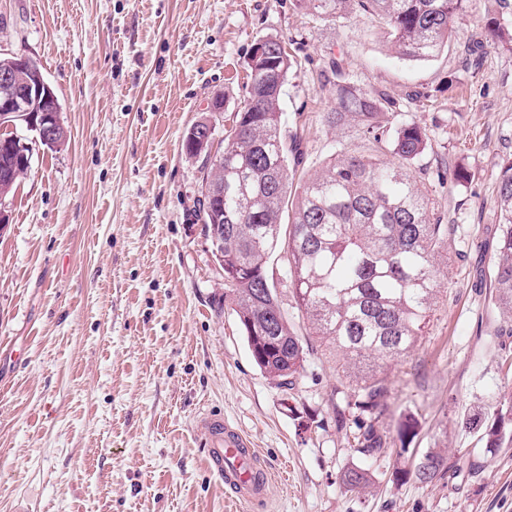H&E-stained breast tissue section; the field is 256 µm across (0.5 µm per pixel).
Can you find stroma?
Returning a JSON list of instances; mask_svg holds the SVG:
<instances>
[{
  "instance_id": "stroma-1",
  "label": "stroma",
  "mask_w": 512,
  "mask_h": 512,
  "mask_svg": "<svg viewBox=\"0 0 512 512\" xmlns=\"http://www.w3.org/2000/svg\"><path fill=\"white\" fill-rule=\"evenodd\" d=\"M498 0H474L449 49L395 56L365 19L325 22L293 0H0V54L36 62L61 105L67 143L37 147L6 197L0 232V512H512V446L483 452L458 422L512 377V319L494 305L497 181L512 158V52L470 48ZM290 41L286 131H301L306 172L334 149L375 144L322 119L336 105L330 70L393 99L388 126L415 120L430 146L416 180L459 251L425 336L388 362L395 437L443 447L464 473L422 485L391 459L355 449L348 381L310 348L293 390L256 366L194 209L198 163L187 129L244 96L254 41ZM468 182L451 181L454 170ZM223 413L273 476L245 505L205 463L198 419ZM370 470L364 492L341 473Z\"/></svg>"
}]
</instances>
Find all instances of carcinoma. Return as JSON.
<instances>
[{
  "instance_id": "cac0c4a2",
  "label": "carcinoma",
  "mask_w": 512,
  "mask_h": 512,
  "mask_svg": "<svg viewBox=\"0 0 512 512\" xmlns=\"http://www.w3.org/2000/svg\"><path fill=\"white\" fill-rule=\"evenodd\" d=\"M299 10L335 22L352 16L378 24L379 34L397 54L430 61L449 47L455 24L473 0H294ZM512 5L485 23L484 45L512 50ZM297 68L286 42L269 36L259 57L249 55L245 97L224 130V163L216 169L202 162L200 173L224 187L222 223H212L197 200L196 219L204 231L219 236L224 255V304L235 312L251 355L277 386L289 389L304 370L306 349L288 318L277 288L285 284L295 307L308 322L336 367L354 382L347 405L381 413L389 388L381 363L407 355L424 335L457 253L448 225L432 219L429 199L413 175L415 161L429 147L427 130L405 120L384 124L395 102L374 89L345 79L336 84V109L324 115L332 126L355 124L381 145V155L339 150L298 185L294 174L303 163V135L282 130V96L288 76ZM19 143L0 134V173L18 166ZM497 262L490 287L503 313L512 319V159L500 170L497 185ZM283 267L274 277L272 257ZM476 430L491 452L512 443V384L498 389L495 405L474 407L459 418ZM415 417L397 426L396 458L411 459V476L422 485L462 469L433 448L421 456L409 444L417 436ZM357 451L377 458L389 449L387 437L373 425L360 426ZM342 484L353 491L372 485L360 466L347 468Z\"/></svg>"
}]
</instances>
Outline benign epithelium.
<instances>
[{"instance_id":"1","label":"benign epithelium","mask_w":512,"mask_h":512,"mask_svg":"<svg viewBox=\"0 0 512 512\" xmlns=\"http://www.w3.org/2000/svg\"><path fill=\"white\" fill-rule=\"evenodd\" d=\"M36 68L35 63L25 57L12 58L0 63V85L5 88H27L12 98L0 101V120L15 127L21 125L33 132L28 147L56 140L61 130L60 107L56 95L41 74L34 80L25 82V74ZM186 139L190 141L193 157L201 155L208 163L219 161L218 148L222 138L217 135L216 125L209 119L195 122L188 130Z\"/></svg>"}]
</instances>
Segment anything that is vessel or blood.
Returning <instances> with one entry per match:
<instances>
[{
    "label": "vessel or blood",
    "mask_w": 512,
    "mask_h": 512,
    "mask_svg": "<svg viewBox=\"0 0 512 512\" xmlns=\"http://www.w3.org/2000/svg\"><path fill=\"white\" fill-rule=\"evenodd\" d=\"M201 425L210 469L239 499L248 503L266 499L272 478L268 470L260 467L257 449L225 422L223 415L206 414Z\"/></svg>",
    "instance_id": "obj_1"
}]
</instances>
